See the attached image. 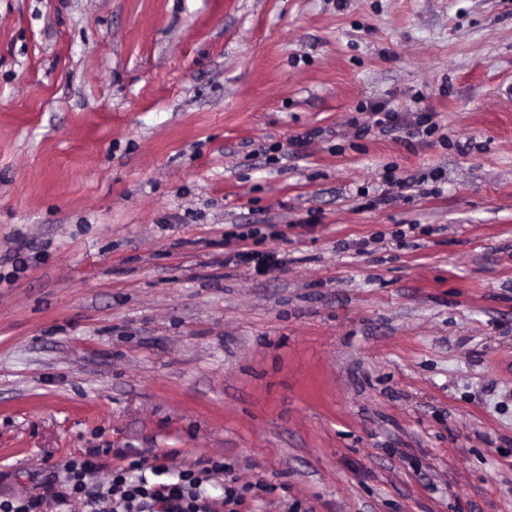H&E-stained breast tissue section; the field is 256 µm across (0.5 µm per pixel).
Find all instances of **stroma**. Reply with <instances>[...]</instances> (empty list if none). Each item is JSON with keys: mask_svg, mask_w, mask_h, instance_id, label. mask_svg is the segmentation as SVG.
<instances>
[{"mask_svg": "<svg viewBox=\"0 0 512 512\" xmlns=\"http://www.w3.org/2000/svg\"><path fill=\"white\" fill-rule=\"evenodd\" d=\"M242 224L286 264H225ZM94 448L512 512V0H0V496ZM361 115L364 117L352 116L348 120V124L355 130L358 135L368 136L374 130L378 133H384L387 130L398 128L402 123L407 124V116L401 112L385 110L379 105H368L361 109Z\"/></svg>", "mask_w": 512, "mask_h": 512, "instance_id": "stroma-1", "label": "stroma"}]
</instances>
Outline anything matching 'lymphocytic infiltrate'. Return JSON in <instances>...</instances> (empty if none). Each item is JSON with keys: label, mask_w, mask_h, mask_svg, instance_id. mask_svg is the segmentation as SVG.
Segmentation results:
<instances>
[{"label": "lymphocytic infiltrate", "mask_w": 512, "mask_h": 512, "mask_svg": "<svg viewBox=\"0 0 512 512\" xmlns=\"http://www.w3.org/2000/svg\"><path fill=\"white\" fill-rule=\"evenodd\" d=\"M408 121L422 136L432 135L436 129L430 115L409 120L403 113L379 105L364 108L362 116L350 117L348 123L357 134L367 136ZM260 233L257 227L239 233L237 248L224 254L225 263L247 266L260 276L282 265L279 253L248 247V238ZM101 454V449L95 448L68 460L51 496L0 499V512H47L48 507L74 502L82 503L85 512H237L244 502L242 490L228 478L224 462L210 459L201 467L189 465L173 471L166 456L155 454L113 469Z\"/></svg>", "instance_id": "1"}]
</instances>
